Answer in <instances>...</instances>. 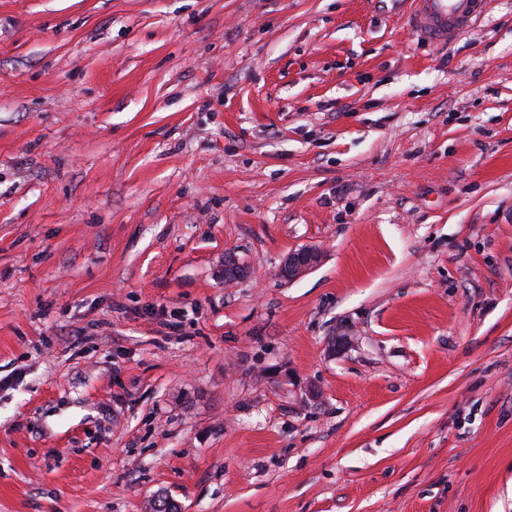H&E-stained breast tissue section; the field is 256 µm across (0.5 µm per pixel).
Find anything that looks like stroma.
<instances>
[{"mask_svg": "<svg viewBox=\"0 0 512 512\" xmlns=\"http://www.w3.org/2000/svg\"><path fill=\"white\" fill-rule=\"evenodd\" d=\"M165 503L512 512V0H0V512ZM410 3L416 37L433 45L448 41L466 32L487 12L488 0H389ZM320 258L321 253L317 249L305 248L291 252L281 264L279 274L288 280L299 278L314 269Z\"/></svg>", "mask_w": 512, "mask_h": 512, "instance_id": "stroma-1", "label": "stroma"}]
</instances>
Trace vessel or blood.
I'll return each mask as SVG.
<instances>
[{
  "label": "vessel or blood",
  "instance_id": "1",
  "mask_svg": "<svg viewBox=\"0 0 512 512\" xmlns=\"http://www.w3.org/2000/svg\"><path fill=\"white\" fill-rule=\"evenodd\" d=\"M416 37L444 45L466 32L489 6V0H409Z\"/></svg>",
  "mask_w": 512,
  "mask_h": 512
}]
</instances>
